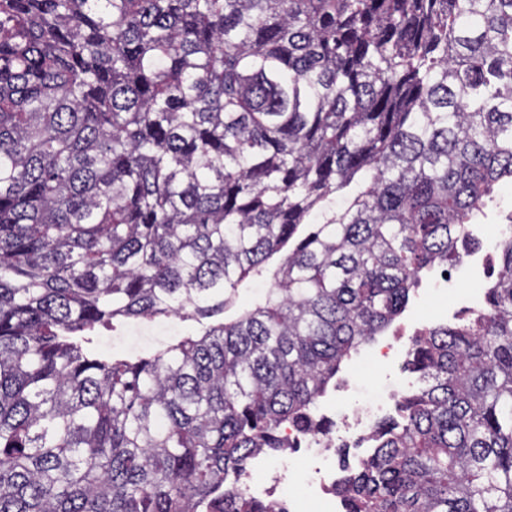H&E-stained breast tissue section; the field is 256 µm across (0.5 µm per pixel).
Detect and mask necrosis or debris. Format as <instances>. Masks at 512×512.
I'll return each instance as SVG.
<instances>
[{
	"mask_svg": "<svg viewBox=\"0 0 512 512\" xmlns=\"http://www.w3.org/2000/svg\"><path fill=\"white\" fill-rule=\"evenodd\" d=\"M499 214L503 218L502 223L491 228L472 224L466 231L473 245L469 278L482 286L489 284L494 277L499 247L512 240V209H500ZM425 330V325L414 317L408 328L398 329L389 337L373 338L368 344L367 356L353 360L349 366L350 372H357L368 359L399 368L408 346ZM411 387V381L401 376L394 385L386 387L379 397L364 401L353 396L340 410L328 403L317 405L320 417L333 422L330 432L320 435L293 426L285 427L282 435L289 443L288 449L275 461L265 454L254 457L245 474L240 477V485L253 498L270 505L272 512H298L296 502L287 489L293 484L295 466L300 463L307 470L304 486L306 497L320 502L321 512H341L336 499L338 449L355 443L367 445L380 413L387 409L398 393Z\"/></svg>",
	"mask_w": 512,
	"mask_h": 512,
	"instance_id": "4bbe7bcc",
	"label": "necrosis or debris"
}]
</instances>
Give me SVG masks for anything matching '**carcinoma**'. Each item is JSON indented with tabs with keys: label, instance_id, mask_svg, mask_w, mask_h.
Masks as SVG:
<instances>
[{
	"label": "carcinoma",
	"instance_id": "obj_1",
	"mask_svg": "<svg viewBox=\"0 0 512 512\" xmlns=\"http://www.w3.org/2000/svg\"><path fill=\"white\" fill-rule=\"evenodd\" d=\"M509 180L512 0H0V512H269L236 477ZM486 302L344 512H512V243ZM195 325L192 321L181 322L177 318H171L159 326H130L116 333L103 331L96 347L101 352L115 356L151 354L163 343L182 336Z\"/></svg>",
	"mask_w": 512,
	"mask_h": 512
}]
</instances>
